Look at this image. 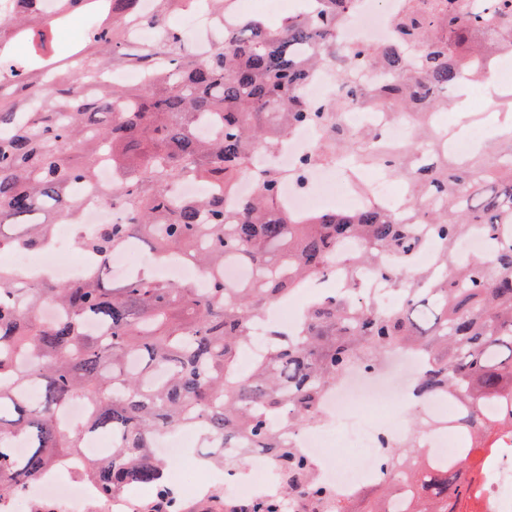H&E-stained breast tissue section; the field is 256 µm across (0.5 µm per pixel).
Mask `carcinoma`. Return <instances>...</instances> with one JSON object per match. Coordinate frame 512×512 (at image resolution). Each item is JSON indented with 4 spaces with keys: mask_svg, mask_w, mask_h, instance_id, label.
<instances>
[{
    "mask_svg": "<svg viewBox=\"0 0 512 512\" xmlns=\"http://www.w3.org/2000/svg\"><path fill=\"white\" fill-rule=\"evenodd\" d=\"M0 9V224H21L0 243L46 248L47 214L79 223L73 187L112 165L109 199L128 214L79 241L88 267L75 281H26L0 267V506L44 475L78 472L110 501L121 489L154 486L169 497L167 463L155 441L186 425L203 432L202 460L226 469L236 448L268 453L283 497L239 500L224 495V512H283L294 498L301 512L330 500L290 433L320 422L323 391L353 366L376 368L389 351L424 358L414 388L420 401L451 397L460 407L452 427L467 436L457 456L435 461L408 438L391 467L405 497L394 510L383 499L365 512H483L487 459L512 438V132L509 147L479 160L458 159L434 132L433 113L452 105L448 91L480 77L512 48V0L468 11L459 0H413L393 21L394 36L418 43L409 57L392 46L339 45L352 0H315L314 20L287 17L273 28L260 17L224 25V0H211L223 26L200 58L185 49L186 33L168 26L161 42L133 46L145 20L139 0H57L49 18L35 0ZM76 14L87 19L84 41L57 60L48 35ZM24 43V57L14 46ZM332 62L344 96L322 112L304 97L311 75ZM357 65L379 67L390 80L356 85ZM133 68L141 84L98 85L100 72ZM381 103L419 123L416 141L399 150L385 143L366 154L378 134H343L348 106ZM318 123L331 131L316 158L352 152L411 186L400 211L379 200L354 211L297 216L279 205L283 175L255 172V191L234 213L224 193L252 171L256 151L276 147L290 131ZM184 181L201 197L176 198ZM150 240L153 256L196 263L209 275L206 293L190 282H168L143 271L107 292L105 259L131 241ZM428 236L435 265L414 257ZM473 235L496 244L488 258H466ZM352 240L357 249L339 256ZM343 258L348 281L316 299L293 335L274 328L252 371L238 368L252 346L251 330L299 281L318 278ZM249 266L253 281H224V260ZM368 268L403 292L400 305L370 296L353 280ZM49 303L54 322L39 315ZM75 398L88 412L64 429L58 411ZM107 433L112 451L85 459L88 436Z\"/></svg>",
    "mask_w": 512,
    "mask_h": 512,
    "instance_id": "cac0c4a2",
    "label": "carcinoma"
}]
</instances>
